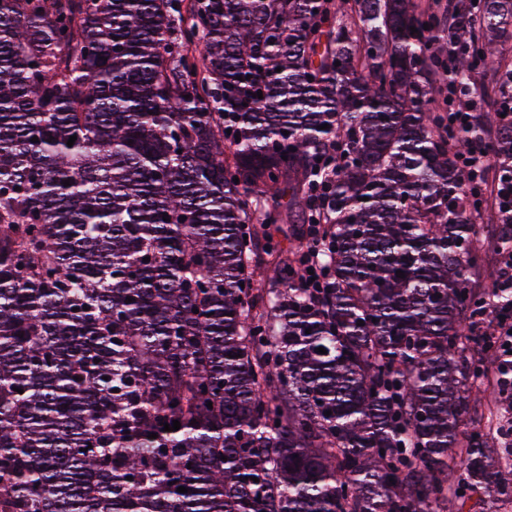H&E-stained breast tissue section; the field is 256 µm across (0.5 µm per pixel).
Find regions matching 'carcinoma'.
<instances>
[{"instance_id":"obj_1","label":"carcinoma","mask_w":512,"mask_h":512,"mask_svg":"<svg viewBox=\"0 0 512 512\" xmlns=\"http://www.w3.org/2000/svg\"><path fill=\"white\" fill-rule=\"evenodd\" d=\"M511 38L512 0H0V512L512 499L462 428L512 280L473 286L461 167L493 125L512 159ZM472 81L477 88V94L471 98L475 102V110L493 108L498 100V73L494 69L479 68L473 73Z\"/></svg>"}]
</instances>
